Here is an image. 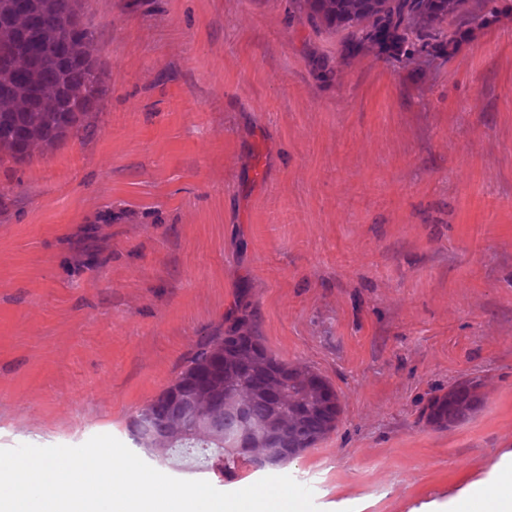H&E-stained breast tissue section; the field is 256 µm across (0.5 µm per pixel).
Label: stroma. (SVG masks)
I'll list each match as a JSON object with an SVG mask.
<instances>
[{"label": "stroma", "mask_w": 512, "mask_h": 512, "mask_svg": "<svg viewBox=\"0 0 512 512\" xmlns=\"http://www.w3.org/2000/svg\"><path fill=\"white\" fill-rule=\"evenodd\" d=\"M95 129L0 165V448L127 441L248 290L336 389L288 465L322 512H412L512 454V18L411 78L317 80L288 0H84ZM474 380L450 429L429 400ZM480 384L468 380L461 382L441 397L432 400L425 409L427 423L450 429L468 420L482 404Z\"/></svg>", "instance_id": "35a3bbf8"}]
</instances>
